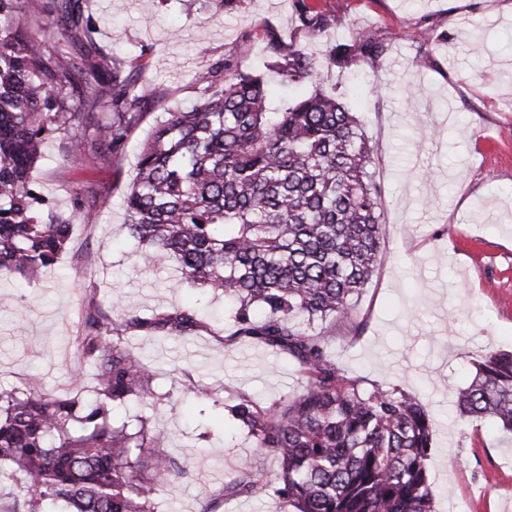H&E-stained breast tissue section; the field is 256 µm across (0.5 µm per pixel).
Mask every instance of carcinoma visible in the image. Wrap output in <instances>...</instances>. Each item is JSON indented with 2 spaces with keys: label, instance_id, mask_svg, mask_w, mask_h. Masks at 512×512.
Here are the masks:
<instances>
[{
  "label": "carcinoma",
  "instance_id": "cac0c4a2",
  "mask_svg": "<svg viewBox=\"0 0 512 512\" xmlns=\"http://www.w3.org/2000/svg\"><path fill=\"white\" fill-rule=\"evenodd\" d=\"M297 27L323 38L306 54L264 32L266 68L303 95L271 98L265 74L229 50L195 78L203 96L165 113L144 143L125 200V228L147 246L140 261L173 257L187 282L231 296L233 338L284 351L306 390L261 406L243 398L231 414L263 455L280 462L281 512H434L428 483L434 422L415 396L363 390L330 358L316 321L349 318L377 270L385 218L361 120L319 85L323 68L373 64L388 44L372 32L353 43L331 36L337 22L294 0ZM47 11L76 47L92 45L84 0H49ZM23 0H0V271L32 279L67 249L72 224L34 188L46 141L64 157L121 151L158 99L139 74L61 49L47 52L23 20ZM106 94V112L76 99ZM186 337L199 327L184 308L118 324L89 295L76 343L94 368L95 398L44 389L41 378L0 388V474L27 488L9 512H160L157 495L186 474L157 450L146 425L112 426L128 399L157 404L155 374L122 346V328ZM463 416L492 418L512 433V353H491L458 391ZM248 462L224 492L250 491Z\"/></svg>",
  "mask_w": 512,
  "mask_h": 512
}]
</instances>
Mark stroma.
Masks as SVG:
<instances>
[{
  "label": "stroma",
  "mask_w": 512,
  "mask_h": 512,
  "mask_svg": "<svg viewBox=\"0 0 512 512\" xmlns=\"http://www.w3.org/2000/svg\"><path fill=\"white\" fill-rule=\"evenodd\" d=\"M336 16L333 34L385 38L375 65L322 72L357 112L372 149L386 225L375 274L352 321L315 325L337 366L365 390L415 395L434 417L429 486L437 512H512V435L489 418H459L453 394L483 355L512 349V0H313ZM93 43L160 92L157 109L122 151L75 166L47 141L33 175L40 193L72 219V240L31 281L0 272V385L39 374L52 392L94 397L91 368L73 338L88 295L114 319L197 308L189 339L147 329L129 349L155 373L164 400L131 399L112 410L119 426L142 418L165 454L187 467L161 494L163 512H280L277 459L258 457L230 408L247 397L266 406L303 393L294 362L278 350L231 339L223 297L182 280L174 261L139 262L125 227L124 198L143 143L162 112L195 102L196 75L238 47L262 68L261 35L274 28L308 52L321 43L294 28L292 0H238L217 11L201 0H86ZM429 28L434 38H418ZM92 184L98 201L81 211L71 193ZM259 458L258 489L224 494V480Z\"/></svg>",
  "instance_id": "stroma-1"
}]
</instances>
